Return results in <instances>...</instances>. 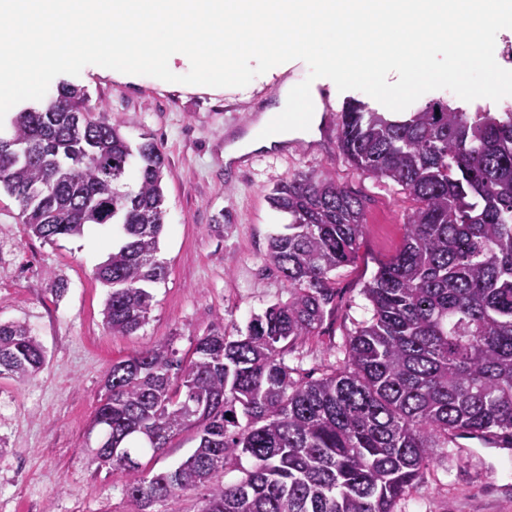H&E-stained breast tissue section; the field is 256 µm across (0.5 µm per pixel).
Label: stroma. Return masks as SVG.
Listing matches in <instances>:
<instances>
[{
	"label": "stroma",
	"instance_id": "35a3bbf8",
	"mask_svg": "<svg viewBox=\"0 0 512 512\" xmlns=\"http://www.w3.org/2000/svg\"><path fill=\"white\" fill-rule=\"evenodd\" d=\"M308 72L293 60L216 93L97 65L54 78L57 86L86 88L131 144L151 138L163 152L165 228L157 257L167 274L151 287L148 323L128 336L110 333L103 322L109 289L97 277L112 248L109 231L90 226L82 236L44 242L28 232L15 198L0 190V322H26L47 352L35 379L0 378V512H131L126 474L97 469L96 440L88 435L105 375L112 363L163 343L189 356L214 326L236 335L252 315L288 299L266 254L270 236L288 222L269 196L293 173L331 176L364 204L365 228L352 260L336 272L329 314L285 357L304 379L342 366L349 334L369 316L363 288L399 251L413 200L396 183L356 170L333 138L253 153L237 169L224 165L226 138ZM56 277L67 283L59 298L50 291ZM196 445L194 430H183L163 453L142 456L145 475L173 468ZM397 512H512V462L434 449L423 482Z\"/></svg>",
	"mask_w": 512,
	"mask_h": 512
}]
</instances>
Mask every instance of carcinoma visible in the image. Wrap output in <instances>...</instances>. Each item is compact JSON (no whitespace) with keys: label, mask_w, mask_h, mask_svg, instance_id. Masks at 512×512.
<instances>
[{"label":"carcinoma","mask_w":512,"mask_h":512,"mask_svg":"<svg viewBox=\"0 0 512 512\" xmlns=\"http://www.w3.org/2000/svg\"><path fill=\"white\" fill-rule=\"evenodd\" d=\"M100 111L85 89L66 85L46 109L17 113L8 140L30 154L0 155V187L46 242L117 227L121 243L98 277L110 287L104 324L125 336L147 322L149 286L166 277L156 259L165 163L157 143L132 146L119 126L94 118ZM339 126L347 159L415 202L401 249L363 288L370 317L349 334L344 366L304 381L285 361L323 321L333 275L364 230L358 198L299 173L269 196L289 218L268 249L288 300L238 336L213 329L186 360L160 344L105 376L92 427L112 434L102 464L129 476L132 512L205 484L199 512H395L433 449L467 434L512 443V110L429 103L390 119L353 102ZM46 361L25 323H0V376L27 381ZM185 428L196 431L193 452L140 475L138 454ZM244 458V477L216 480Z\"/></svg>","instance_id":"cac0c4a2"}]
</instances>
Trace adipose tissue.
Wrapping results in <instances>:
<instances>
[{
    "mask_svg": "<svg viewBox=\"0 0 512 512\" xmlns=\"http://www.w3.org/2000/svg\"><path fill=\"white\" fill-rule=\"evenodd\" d=\"M283 98H298L304 103V121L300 126L282 125L276 133H267L262 125H254L246 134L224 149L225 158H237L251 152L268 151L289 139L314 134L321 121L319 96L313 90L284 87Z\"/></svg>",
    "mask_w": 512,
    "mask_h": 512,
    "instance_id": "adipose-tissue-1",
    "label": "adipose tissue"
}]
</instances>
